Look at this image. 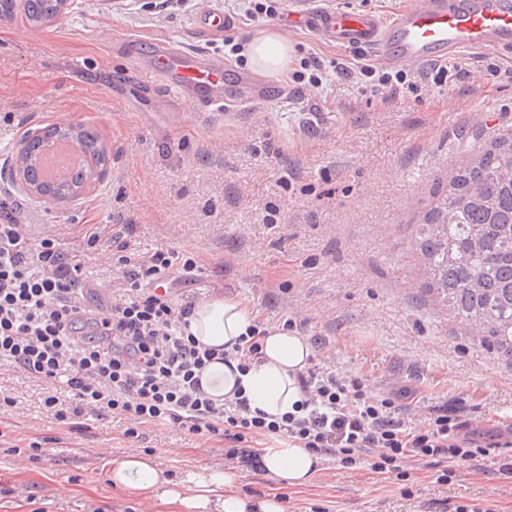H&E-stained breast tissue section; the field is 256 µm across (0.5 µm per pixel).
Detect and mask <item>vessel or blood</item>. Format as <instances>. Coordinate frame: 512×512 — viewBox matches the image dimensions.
<instances>
[{
  "label": "vessel or blood",
  "mask_w": 512,
  "mask_h": 512,
  "mask_svg": "<svg viewBox=\"0 0 512 512\" xmlns=\"http://www.w3.org/2000/svg\"><path fill=\"white\" fill-rule=\"evenodd\" d=\"M284 21L333 44L367 47L394 63L431 64L464 50L512 53V0H410L388 22L370 11L318 8L312 0H301ZM148 70L189 93L192 105L204 111L229 112L283 94L264 74L231 78L224 60L173 44L156 55Z\"/></svg>",
  "instance_id": "obj_1"
}]
</instances>
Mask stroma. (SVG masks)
<instances>
[{
    "mask_svg": "<svg viewBox=\"0 0 512 512\" xmlns=\"http://www.w3.org/2000/svg\"><path fill=\"white\" fill-rule=\"evenodd\" d=\"M252 18L241 0H75L57 21L0 20V169L26 130L79 124L98 134L105 175L58 209L26 197L9 178L0 189L21 202L32 236L82 249L87 220L101 240L83 278L110 301L118 274L108 245L125 225L133 254L192 251L198 270L180 276V301L216 295L249 301L260 323L292 320L317 350L315 362L362 377L374 395L417 393L413 424L433 410H460L494 432L512 430V355L481 343L421 290L412 238L435 203L437 184L483 145L512 130V83L486 69L512 56L464 51L469 74L436 87L433 65L401 64L421 97L385 104L343 78L316 90L315 66L369 56L313 32ZM219 12L247 42L279 30L295 49L274 83L290 95L240 112H198L144 73L159 42L224 54V39L199 33L197 17ZM137 41L136 55L126 44ZM225 55V54H224ZM45 383L6 373L0 396V512H176L112 487L109 455L145 454L176 479L227 469L223 440L171 425L141 426L91 413L61 423L44 405ZM512 446L440 481L439 467L402 463L380 475L322 462L311 483L289 488L266 470L243 468L240 493L281 497L284 512H512Z\"/></svg>",
    "mask_w": 512,
    "mask_h": 512,
    "instance_id": "stroma-1",
    "label": "stroma"
}]
</instances>
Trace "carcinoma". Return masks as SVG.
Wrapping results in <instances>:
<instances>
[{"label": "carcinoma", "instance_id": "carcinoma-1", "mask_svg": "<svg viewBox=\"0 0 512 512\" xmlns=\"http://www.w3.org/2000/svg\"><path fill=\"white\" fill-rule=\"evenodd\" d=\"M25 20L42 24L53 0H26ZM415 246L425 295L487 341L512 338V132L492 141L437 191Z\"/></svg>", "mask_w": 512, "mask_h": 512}]
</instances>
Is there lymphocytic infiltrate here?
I'll use <instances>...</instances> for the list:
<instances>
[{
	"instance_id": "1",
	"label": "lymphocytic infiltrate",
	"mask_w": 512,
	"mask_h": 512,
	"mask_svg": "<svg viewBox=\"0 0 512 512\" xmlns=\"http://www.w3.org/2000/svg\"><path fill=\"white\" fill-rule=\"evenodd\" d=\"M336 75L356 79L386 102L400 90L418 91L402 72L362 61L337 63ZM111 239L120 253L119 286L110 303L92 305L80 264L56 240L30 237L14 209L0 201V366L62 384L72 408L53 394L44 400L57 420L90 411L139 425L173 424L224 438L228 456L245 466L260 458L254 442L280 438L347 469L372 456L369 466L377 473L409 459L457 465L486 456L485 432L459 414L442 410L409 426L411 390L379 398L359 377L316 364L299 375L300 415L277 421L251 410L242 397L213 401L197 374L215 352L184 334L192 304L157 291L175 272L193 271L194 254L159 249L130 258L122 231Z\"/></svg>"
}]
</instances>
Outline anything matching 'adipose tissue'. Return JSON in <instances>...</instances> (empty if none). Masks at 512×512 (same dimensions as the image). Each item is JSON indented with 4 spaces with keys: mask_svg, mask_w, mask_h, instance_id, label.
<instances>
[{
    "mask_svg": "<svg viewBox=\"0 0 512 512\" xmlns=\"http://www.w3.org/2000/svg\"><path fill=\"white\" fill-rule=\"evenodd\" d=\"M250 64L271 73L287 72L292 61L288 41L277 31L264 30L246 46ZM258 322L247 301L223 296L197 303L189 317L188 331L199 343L225 352V359L211 360L200 372L205 394L222 403L242 390L252 407L278 418L292 412L302 400L297 375L305 370L314 350L307 337L273 328L261 340V353L247 369L231 351L241 336ZM266 470L286 486L308 485L321 466V458L284 439L263 450ZM108 478L115 487L148 494L160 502L178 505L180 512H284L280 497L246 496L235 489L236 477L224 470L188 475L176 481L158 469L150 457L126 453L109 458Z\"/></svg>",
    "mask_w": 512,
    "mask_h": 512,
    "instance_id": "ef3b65f1",
    "label": "adipose tissue"
}]
</instances>
